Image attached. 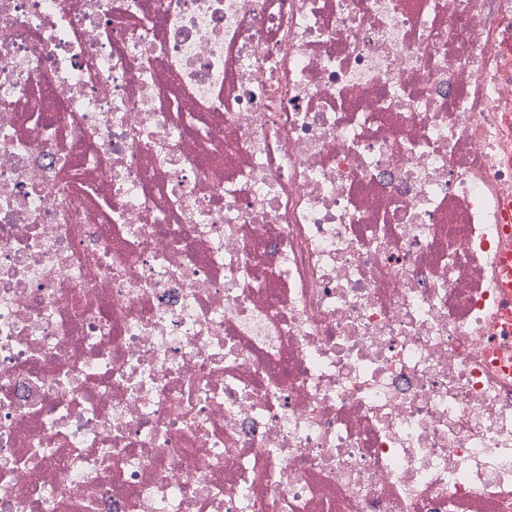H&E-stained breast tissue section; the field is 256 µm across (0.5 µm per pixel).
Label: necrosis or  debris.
<instances>
[{
	"label": "necrosis or debris",
	"instance_id": "necrosis-or-debris-1",
	"mask_svg": "<svg viewBox=\"0 0 512 512\" xmlns=\"http://www.w3.org/2000/svg\"><path fill=\"white\" fill-rule=\"evenodd\" d=\"M512 0H0V512H512ZM500 268L501 272L504 275V277L508 280V282L505 284L506 288H502L504 293V300H505V311H506V321L502 325L503 328V336L502 337H510L512 336V325L508 321L507 313L509 312V309L512 307V245L511 243H507L503 246L502 253H501V259H500Z\"/></svg>",
	"mask_w": 512,
	"mask_h": 512
}]
</instances>
